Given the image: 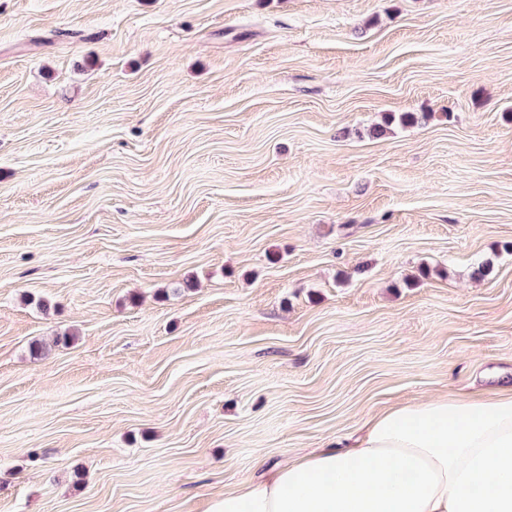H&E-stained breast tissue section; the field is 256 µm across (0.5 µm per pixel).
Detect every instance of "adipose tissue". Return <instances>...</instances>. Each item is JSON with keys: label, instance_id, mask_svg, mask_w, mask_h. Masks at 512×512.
Wrapping results in <instances>:
<instances>
[{"label": "adipose tissue", "instance_id": "1", "mask_svg": "<svg viewBox=\"0 0 512 512\" xmlns=\"http://www.w3.org/2000/svg\"><path fill=\"white\" fill-rule=\"evenodd\" d=\"M212 512H512V385L375 413L350 448L271 467Z\"/></svg>", "mask_w": 512, "mask_h": 512}]
</instances>
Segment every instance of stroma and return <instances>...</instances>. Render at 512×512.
<instances>
[{"label":"stroma","instance_id":"stroma-1","mask_svg":"<svg viewBox=\"0 0 512 512\" xmlns=\"http://www.w3.org/2000/svg\"><path fill=\"white\" fill-rule=\"evenodd\" d=\"M503 380L512 0H0V512H210Z\"/></svg>","mask_w":512,"mask_h":512}]
</instances>
